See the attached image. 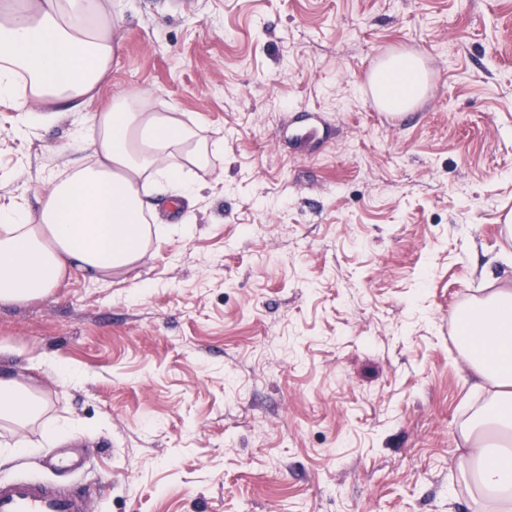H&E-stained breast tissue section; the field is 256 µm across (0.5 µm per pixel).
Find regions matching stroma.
<instances>
[{
    "label": "stroma",
    "instance_id": "obj_1",
    "mask_svg": "<svg viewBox=\"0 0 512 512\" xmlns=\"http://www.w3.org/2000/svg\"><path fill=\"white\" fill-rule=\"evenodd\" d=\"M103 3L118 50L88 111L139 90L224 151L134 270L0 305L8 365L85 376H43L72 435L27 429L0 478L84 484L91 512H485L460 456L489 395L455 316L512 279V0ZM396 53L426 84L390 129L368 79ZM84 114L18 138L0 106V201L25 183L38 213L87 160ZM67 450L83 470L45 468Z\"/></svg>",
    "mask_w": 512,
    "mask_h": 512
}]
</instances>
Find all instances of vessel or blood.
Wrapping results in <instances>:
<instances>
[{
	"label": "vessel or blood",
	"mask_w": 512,
	"mask_h": 512,
	"mask_svg": "<svg viewBox=\"0 0 512 512\" xmlns=\"http://www.w3.org/2000/svg\"><path fill=\"white\" fill-rule=\"evenodd\" d=\"M0 512H90L78 484L56 486L36 478L0 480Z\"/></svg>",
	"instance_id": "vessel-or-blood-1"
}]
</instances>
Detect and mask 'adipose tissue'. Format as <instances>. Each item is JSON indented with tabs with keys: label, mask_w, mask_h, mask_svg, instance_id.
<instances>
[{
	"label": "adipose tissue",
	"mask_w": 512,
	"mask_h": 512,
	"mask_svg": "<svg viewBox=\"0 0 512 512\" xmlns=\"http://www.w3.org/2000/svg\"><path fill=\"white\" fill-rule=\"evenodd\" d=\"M116 51L103 0H0V104L20 112L25 127L52 121L58 105L82 111ZM423 80L410 56L375 76L379 98L395 110L419 94ZM33 102L42 111H31ZM78 139L90 163L49 179L38 217L24 194L0 203V304L48 297L76 269L108 282L140 264L152 243L145 194L191 198L196 185L185 169L206 168L223 151L222 141L200 139L176 112L146 108L138 91L119 93L106 111L91 114ZM456 323L469 369L490 391L464 436L461 466L493 512H512V289L475 300ZM49 370L64 384L81 378L50 358L0 371V428L15 434L36 425L46 439L69 437L48 414L40 376Z\"/></svg>",
	"instance_id": "obj_1"
}]
</instances>
